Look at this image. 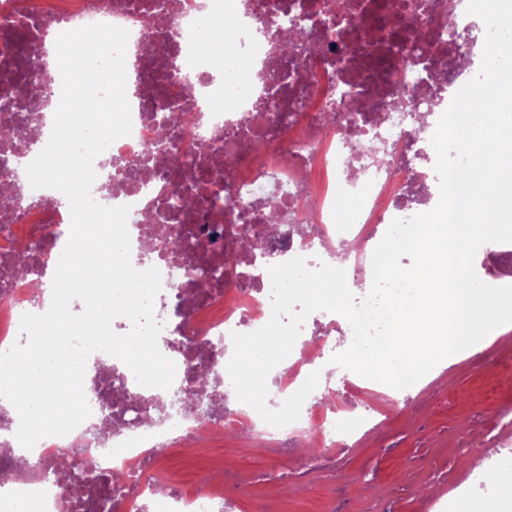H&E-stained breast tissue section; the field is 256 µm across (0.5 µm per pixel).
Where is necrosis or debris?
<instances>
[{"mask_svg": "<svg viewBox=\"0 0 512 512\" xmlns=\"http://www.w3.org/2000/svg\"><path fill=\"white\" fill-rule=\"evenodd\" d=\"M378 0H0V160L29 158L43 135L32 121L54 80L25 93L28 61L47 38L77 28H124L138 54L130 107L132 131L118 138L99 163L93 199L129 206L127 228L136 269L157 268L161 289L154 313L161 352L176 365L170 389L139 385L120 359L95 353L84 378L91 416L64 436H46L32 455L15 454L16 409L0 407V487L24 494L31 512H100L102 482L123 478L116 512H224L223 479L184 488L159 462L157 451L178 445L196 451L202 441L230 431L262 447L286 450L311 439L294 482L333 481L324 461L330 450L357 446L372 429L355 402L302 407L297 421L270 426L246 403L224 405L230 375L225 356L231 335L265 326L272 315L269 267L320 252L343 269L349 287L365 289L385 227L407 219L415 187H425L426 209L439 199L435 170L395 166L399 152L430 141L449 105V80L467 83L478 73L485 26L467 15V0H400L398 13L377 10ZM303 13L313 55L287 59L272 38L289 17ZM470 26L458 49L449 26ZM224 33L221 74L200 53L204 32ZM423 36L404 66L375 72L371 53L390 55L392 30ZM174 114L175 137L160 132L154 113ZM175 152L180 164L162 159ZM279 193L282 218L270 229L264 203ZM353 200L345 215L341 204ZM71 232V212L46 189L20 178L0 198V352L18 339L24 314L42 306L39 282L55 271ZM191 239L189 256L174 255L168 238ZM35 249L37 264L18 271L17 254ZM335 322L298 336L299 354L267 384L270 403L285 401L318 370ZM198 392L207 417L185 398ZM93 461L91 475L72 481L65 461Z\"/></svg>", "mask_w": 512, "mask_h": 512, "instance_id": "obj_1", "label": "necrosis or debris"}]
</instances>
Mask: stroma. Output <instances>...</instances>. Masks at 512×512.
Segmentation results:
<instances>
[{
    "instance_id": "1",
    "label": "stroma",
    "mask_w": 512,
    "mask_h": 512,
    "mask_svg": "<svg viewBox=\"0 0 512 512\" xmlns=\"http://www.w3.org/2000/svg\"><path fill=\"white\" fill-rule=\"evenodd\" d=\"M506 335L465 358L448 357L438 366L433 380L404 389L394 407H383L379 388L365 378L325 364L323 384L339 399L350 397L383 408L381 432L352 451L337 450L333 457L340 481L307 490L297 499L280 498L276 484L260 481V474L287 470L291 461L260 447H246L217 438L199 454L178 448L159 452L161 464L184 483L198 481L209 472L233 469L249 477V484L228 490L233 512H327L331 500L342 499L347 512H360L364 483H375L395 497L396 512H429L428 504L415 499L404 475L416 468L420 480L434 481L443 493L454 485L471 484L475 477H496L512 485V435L475 440L460 434L462 425L479 431L493 428L502 406L512 405V357L503 351Z\"/></svg>"
}]
</instances>
